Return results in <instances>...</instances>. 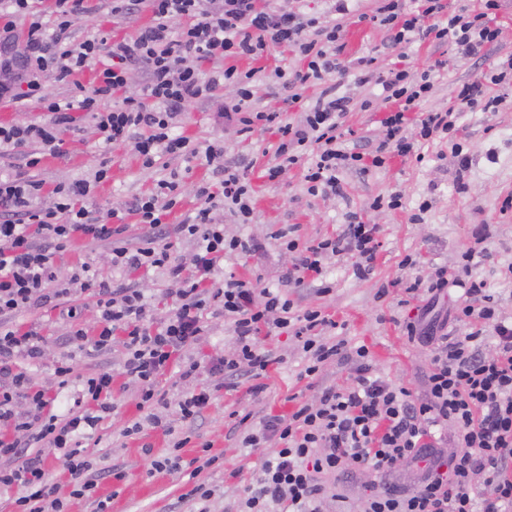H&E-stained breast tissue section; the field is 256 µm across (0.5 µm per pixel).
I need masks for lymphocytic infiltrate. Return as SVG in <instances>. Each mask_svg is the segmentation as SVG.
I'll use <instances>...</instances> for the list:
<instances>
[{
  "mask_svg": "<svg viewBox=\"0 0 512 512\" xmlns=\"http://www.w3.org/2000/svg\"><path fill=\"white\" fill-rule=\"evenodd\" d=\"M54 2L56 34L49 38L39 21H32L21 33L14 20L0 17V71L6 74L0 80V100L35 96L54 116L48 125H1L0 157L23 154L34 140L49 153H58L60 128L71 123L69 111L74 108L92 115L105 142L129 144L144 168L154 167L165 155L201 154L207 164H220L222 179L216 186H198L200 205L194 217L177 227L179 233L200 242L188 267L176 260L166 242L167 219L180 196L178 183L159 181L155 192L135 199L131 206L147 227L148 237L143 247L133 251L113 247L111 264L125 270L161 269L175 282L173 308L163 326L155 330L149 324L141 291L94 282L85 265L76 268L65 282L56 279L54 257L74 236L105 241L124 231L115 221L116 211L86 207L91 181L58 185L52 205L44 208L37 203L40 181L0 177V427L12 428L15 433L14 439H0V460L8 462L7 467H0V486L19 489L15 512H66L68 498L59 496L46 478L45 457L49 454L62 461L71 474L69 498L94 497L97 475L78 439L111 415L112 374L104 371L83 380L82 395L93 402V409L80 407L58 419L48 411L47 391L34 388L26 374L12 369L15 360L40 355V326L9 327L4 323L7 317L53 296L92 291L97 332L90 335L79 328L73 336L101 351L110 348L115 334H123L128 352L123 369L139 384L140 405L148 410L144 422L126 427L129 435L139 433L146 423L160 425V418L152 412L157 401L154 381L173 362H180L181 378L198 375L200 362H182L178 356L202 336V313L212 303H219L230 320L236 350L231 357L213 360L211 374L233 376L245 367L253 376H260L277 359L260 345L259 336L275 328H293L308 357L305 373L309 376L345 351L344 342L321 341V330L331 324L321 310L293 315L290 299L257 281L229 279L223 287H209L224 256L249 249L241 239L226 237L212 213L225 207L241 221H249L253 213L251 187L245 171L225 161L223 144L201 150L189 138L173 134L184 106L218 86H232L234 97L224 106V120L245 132L273 124L280 134L268 178L278 177L304 152L315 149L316 161L305 176L313 195L339 194L338 172L358 168L363 160L361 153L346 151L339 142L337 129L349 110V100L325 82L329 75L348 72L337 44L339 23L287 7L261 6L257 0H112L113 14L146 10L153 16L152 25L120 42L101 36L74 44L67 33L85 12V0ZM499 7V0H485L470 15L456 14L443 23L438 19L444 9L441 0H422L417 12L410 14L405 13L403 0H381L378 14L380 23L388 26L393 44L429 38L456 45L462 56L469 58L495 41L494 13ZM174 18L184 19V26L172 28ZM281 47L292 48L306 63L304 70L283 82L289 92L288 103L300 102L302 90L308 87L318 89L313 104L294 124L280 123L276 114L257 108V70L241 72L235 65L237 59L259 57L267 49ZM218 54L230 59V66L221 76L203 78L199 61ZM96 61L101 64L96 85L90 89L77 86L67 109L38 79L40 73L51 72L65 80ZM363 64L366 72L360 75V82L376 81L388 100L399 105L384 122V138L372 159L378 167L387 154L406 156L413 151L415 140L406 135V115L428 101L433 82L427 72L413 81L407 71L376 75L370 70L371 59H364ZM133 66L146 75L141 97L124 99L122 106L109 111L100 110L102 98L123 91ZM502 84L512 85L511 57L465 85L458 94L456 110L427 113L420 121L417 140L447 137L455 128L458 113L495 110L499 99L490 95L489 89ZM347 219L343 235L311 245L282 233L283 247L295 255L289 280L298 284L307 273L322 274L325 259L345 253L355 256L359 277L371 274L380 229L364 223L355 212ZM451 286L464 290L465 299L456 307L455 318L473 321L471 332L451 339L419 318L405 324L410 341L432 348L424 397L413 398L405 387L371 378L369 352L362 346L356 348L354 386L326 389L317 405L305 404L290 416L268 418L244 437L250 448H265L273 438L278 446L266 456L259 486L245 497L243 512H270L271 506L284 504L290 512H321L325 489L320 476L345 472L351 464L375 473L386 484L384 491L365 498L363 512H512V322L497 316L494 299L483 282L463 279L458 273L439 270L435 277L415 280L407 292L434 300ZM475 297L482 298V307L472 305ZM486 323L493 327L492 336L483 334ZM21 402L27 405L22 413L16 410ZM441 424L454 429L458 450L449 456L441 450L442 439L433 433ZM32 440L45 442L46 455L29 456ZM403 462L414 467L409 486L390 484L396 466ZM480 473L487 474L493 486L492 494L483 498L477 497L474 484Z\"/></svg>",
  "mask_w": 512,
  "mask_h": 512,
  "instance_id": "lymphocytic-infiltrate-1",
  "label": "lymphocytic infiltrate"
}]
</instances>
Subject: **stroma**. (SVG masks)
Returning <instances> with one entry per match:
<instances>
[{"label":"stroma","mask_w":512,"mask_h":512,"mask_svg":"<svg viewBox=\"0 0 512 512\" xmlns=\"http://www.w3.org/2000/svg\"><path fill=\"white\" fill-rule=\"evenodd\" d=\"M380 5L381 0H352L339 32L341 57L350 68L349 74L337 81L339 94L351 101L341 127V143L349 151L367 153L377 145L384 134L382 120L390 108L381 86L356 81L360 58L372 59L373 69L380 72L405 69L416 78L430 71L434 93L413 112V119L418 120L425 113L455 106L463 84L512 55V0H502L496 18V40L469 59L460 58L454 47L430 40L392 45L388 28L370 21ZM89 6V13L71 28V42H82L99 32L111 39L129 38L153 21L147 11L111 15L108 0H89ZM235 65L242 71L262 69L264 76L255 87L259 109L281 113L287 122L299 119L303 104L287 105V93L274 76L278 70L289 75L301 69L303 62L297 53L271 49L255 60L238 59ZM232 94V87L226 86L195 99L176 127L177 133L202 148L222 141L225 160L246 169L253 189L250 223H237L221 211L216 218L223 224L225 236L257 243L259 249L246 255L225 256L212 276L214 287H221L230 277L258 279L281 289L292 300L295 311L321 308L337 323L336 328L324 330V337L345 340L351 349L366 346L374 376L407 387L413 397L419 398L430 351L409 341L403 332L404 320L421 305L420 300L408 299L405 289L438 269L456 267L470 243L473 225L485 224L490 231L486 253L475 256L472 276L484 282L496 302L498 316L512 321V211H500L504 197L512 195V87L504 89L498 111L460 113L457 131L451 138L418 142L413 154L393 157L380 168L340 172L341 194L327 197L308 191L304 175L314 160L310 152L286 168L276 181L267 180L264 169L274 159L280 136L272 128L244 133L239 126L225 123L220 113ZM60 137L58 154L43 153L41 144L34 141L25 155L0 158V172L41 180L38 203L46 207L52 203L57 185L91 178L100 165H107L108 177L94 186L89 202L97 209L119 210L125 216L126 229L114 243L87 238L68 243L54 258L58 280L67 279L74 267L90 265L100 280L140 289L154 321L163 322L171 310V279L159 269L128 273L112 268V246H141L147 230L128 209L137 197L153 191L158 181L180 185L182 202L168 219L169 224L177 225L197 207V185L218 183L220 173L201 156H165L153 168H143L128 146L104 142L92 119L82 112L75 113ZM29 153L42 156L36 167L26 166ZM463 155L468 158L464 165L459 162ZM395 191L403 195L401 208L369 209L373 198ZM424 201L429 208L422 213L418 205ZM359 210L364 211L368 223L380 227L381 247L368 278H359L353 258L344 254L324 261L320 279L308 277L298 285L287 282L293 257L281 248L279 233L294 227L305 241L335 236L344 231L347 213ZM408 255L416 258V265L404 264ZM325 283L331 290L323 294L319 288ZM384 284L389 291L378 296ZM72 305L80 310L75 320L61 314L63 308ZM11 321L23 327L36 323L42 328L40 356L17 360L16 367L30 376L35 387L49 390L56 414L65 415L76 407L80 380L103 370L112 372V415L81 440L82 448L99 470L97 495L109 499V512H195L196 503L187 497L191 485L186 475L151 468L152 459L166 455L177 441L182 444L180 454L186 461L196 456L202 444H210L217 461L197 476L198 481L217 488L209 510L238 512L261 468L259 452L242 446L241 432L259 427L269 417L289 414L301 404L317 403L323 390L343 388L352 382L354 364L347 355L328 363L315 376H304L306 360L296 340L291 333L276 329L262 335L261 341L282 361L269 366L259 379H251L243 371L226 378L223 387L214 392L209 407L188 425L180 417L178 402L198 382L210 381L211 376L205 372L199 380H183L177 371H168L156 381V389L165 400L157 408L161 426L148 425L140 434L128 436L125 426L144 417L145 412L138 407V384L123 372L127 350L122 337H115L110 350L98 352L70 336L73 327L90 331L97 324L91 293L49 299L12 316ZM203 323L204 336L185 350V357L205 364L213 358L231 356L235 351L234 335L222 310L213 307L205 311ZM63 361L69 363L75 375L74 382L64 386L55 375ZM257 383L262 386L258 393L252 390Z\"/></svg>","instance_id":"stroma-1"}]
</instances>
